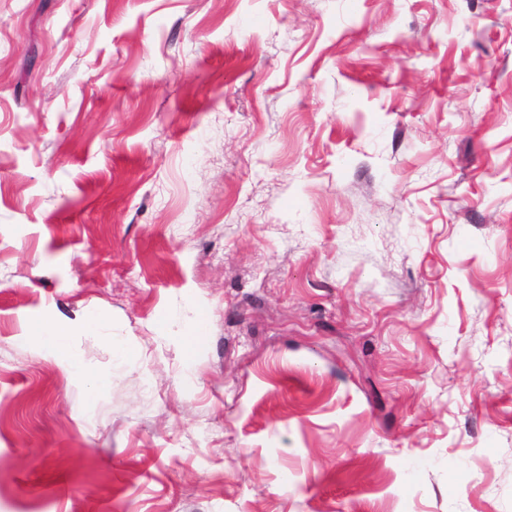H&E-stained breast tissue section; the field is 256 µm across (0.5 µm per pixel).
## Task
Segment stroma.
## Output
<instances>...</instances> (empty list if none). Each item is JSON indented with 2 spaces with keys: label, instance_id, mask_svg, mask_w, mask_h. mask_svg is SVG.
Instances as JSON below:
<instances>
[{
  "label": "stroma",
  "instance_id": "35a3bbf8",
  "mask_svg": "<svg viewBox=\"0 0 512 512\" xmlns=\"http://www.w3.org/2000/svg\"><path fill=\"white\" fill-rule=\"evenodd\" d=\"M0 512H512V0H0ZM70 336L58 323L46 318L34 324L29 337L41 351L64 363L75 378L85 379L88 372L73 351Z\"/></svg>",
  "mask_w": 512,
  "mask_h": 512
}]
</instances>
